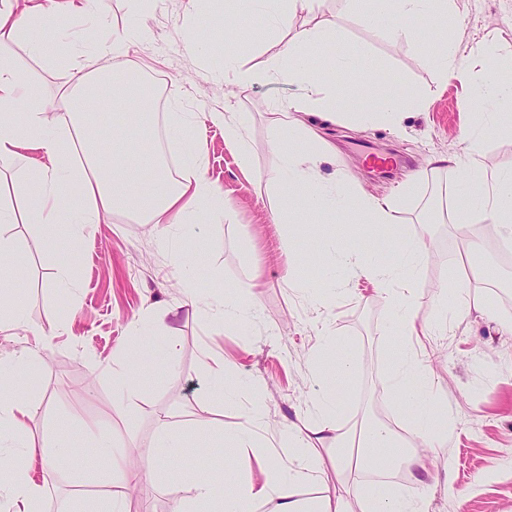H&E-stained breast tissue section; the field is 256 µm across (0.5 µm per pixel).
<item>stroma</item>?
Instances as JSON below:
<instances>
[{
  "label": "stroma",
  "instance_id": "1",
  "mask_svg": "<svg viewBox=\"0 0 512 512\" xmlns=\"http://www.w3.org/2000/svg\"><path fill=\"white\" fill-rule=\"evenodd\" d=\"M464 24L454 37L463 69L476 73L484 64L479 45L494 33L500 46L512 51V0H459ZM363 0H325L322 21L335 25L347 44L368 46L383 72L399 76L403 85L422 92L427 105L406 114L400 129L377 127L342 136L339 124L325 125L336 145L335 158L323 162L325 178L343 176L371 195L398 193L409 176L413 192L403 197L400 218L424 239L429 261L418 270L416 309L436 318L441 303L456 306L461 289L482 295L487 311L449 317L440 335L425 343L424 360L433 387L428 404L445 410L448 439L431 454L433 476L421 489L428 512H512V250L499 225L452 224L448 221L455 172L451 159H465L464 131L475 114L466 102L464 84L444 79L429 50L391 35L378 34L367 23ZM126 20L125 0H90L85 15L50 24L47 37L88 58L100 31ZM142 41L133 47V62L154 67V81L163 84L165 103L197 112L199 137L208 161L207 176L224 196L226 217L220 224H201L164 245L149 224L115 215L86 230L79 254H71L70 227L58 224H7L1 227L19 244L25 277L15 283L24 312L33 326L51 336L38 366L37 408L27 421V439L42 446L49 422L69 415L83 421H111L115 433L136 446L142 466L161 451L154 446L155 421L165 417L179 428L206 425L231 432L254 390H261L266 410L262 436L271 445L289 425L304 438L312 433L305 419L312 399L326 383L313 373L325 339L341 341L355 366L353 378L340 384L346 427L377 420L403 436L414 429V415L399 405L387 386L392 354L399 337L385 299L365 279L350 277L346 288H320V306H313L309 277L303 269L317 245L296 241L297 265H289L283 241L287 226L273 223L277 197L269 180L280 166L269 142L267 112L276 101L298 97V87L269 80L246 85L224 84L216 69L223 51H195L194 40L211 42L215 30L202 25L189 0H153L140 17ZM262 38L239 40L233 54L239 65L256 71L273 62L283 31H264ZM18 68L38 84L47 102L59 87L75 80L72 69L47 68L27 46L13 49ZM229 110L249 114L248 138L253 167L238 165L236 149L224 141L222 128L208 113ZM383 153L397 165L385 173L370 170L365 159ZM54 235L58 249L45 251L43 240ZM193 260L201 286H227L257 278L252 295L255 314L241 323H222L207 309L186 306L179 283L180 258ZM73 260L76 288L65 298L55 286L58 266ZM487 263L499 269L495 284L464 280V269ZM166 313L168 330L157 344L175 340L166 358L172 373L119 401L110 365L128 326L146 311ZM221 355L234 367L236 398H225L212 386L205 362ZM74 450L62 463L47 466L32 460V477L45 486L47 512H70L85 498L103 495L102 486L79 485L74 476L89 467L94 454L82 434L72 438ZM193 494L189 481L154 483L125 499V512H173Z\"/></svg>",
  "mask_w": 512,
  "mask_h": 512
}]
</instances>
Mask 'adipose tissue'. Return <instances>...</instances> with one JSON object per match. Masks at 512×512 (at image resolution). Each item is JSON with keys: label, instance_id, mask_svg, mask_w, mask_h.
<instances>
[{"label": "adipose tissue", "instance_id": "ef3b65f1", "mask_svg": "<svg viewBox=\"0 0 512 512\" xmlns=\"http://www.w3.org/2000/svg\"><path fill=\"white\" fill-rule=\"evenodd\" d=\"M131 22L113 30L99 45L100 56L110 66L98 67L78 62L66 55L59 43L44 39L40 31L52 18H68L83 9L82 0H25L22 11L0 8V166L23 168L32 187L23 205L0 204L2 224L68 223L74 228L70 242L79 247L87 225L102 224L121 214L140 224L161 226L164 238L180 229L198 224H219L224 220V198L206 175V155L196 135V113H171L168 135L182 147L178 175H171L157 155L142 157L151 174L147 187H140L127 166L139 142L152 139L154 130L145 118V105L119 96L122 88L140 86L147 66L130 61L128 47L138 41L142 30L137 22L149 0H127ZM366 18L379 33L402 35L431 49L437 67L447 78L458 77L461 67L456 48L448 37L463 20L457 0H365ZM322 0H212L211 10L233 9L243 16L260 15L267 27L288 31L274 61L271 76L288 84L299 83L302 94L288 103L275 105L269 114L271 147L280 155L282 167L272 178L279 196L273 213L277 224L301 225L313 234L319 219L337 225L336 240L319 246L313 259L324 269L352 268L372 282L385 295L393 324L402 336H429L432 327L420 320L415 309V277L426 251L419 238L403 226L396 197L377 199L358 194L343 178L325 180L321 163L334 155L335 148L311 125V118L333 120L343 117L349 123L367 127L399 126L404 113L423 109L425 100L416 90L393 89L364 46H348L336 28L318 21ZM308 22L296 26L297 16ZM336 45L335 54H325L327 45ZM28 46L45 63L72 64L77 79L62 87L58 96L59 124L48 129L44 120V99L40 89L22 77L14 64L12 49ZM481 53L488 64L469 80V101L478 120L465 134L468 159L455 164V191L448 221L476 224L487 221L500 225L512 237V168L485 165L481 145L488 133L512 130V52H502L494 39H486ZM112 84L117 94L98 98L97 90ZM94 104L122 114L112 127L87 122L85 106ZM79 193L77 205L62 212L59 199L64 190ZM366 225L376 246L375 256L359 255L357 225ZM396 259H381L388 249ZM166 313H151L131 325L127 341L112 363V384L119 395H135L142 387L138 376L154 371L165 359L149 341L152 327L163 326ZM30 330L35 338L33 351L0 359V452L6 453L5 477L0 493L21 512H44L45 488L28 474L33 447L24 443L26 420L34 410L31 387L37 383L39 351L50 338L30 328L21 312V302L12 292L0 290V330ZM431 384L423 364L407 345L395 350L389 390L401 405L419 410L414 440L403 439L384 424H370L359 431L346 429L338 395L324 391L307 411L310 428L327 450L336 454L337 469L356 464L376 472L403 462L416 477L427 476V449L444 447L448 424L437 408H423V393ZM264 421V405L254 400L237 431L221 430L198 441L196 450L245 448L251 456L263 459V479L241 478L238 459L227 461L220 476L205 472L193 474L194 493L181 502L176 512H260L267 502H275V512H345L341 499H304L302 486L316 482L318 460L308 453L309 445L295 429H288L280 445L292 465H283L270 454L257 436ZM94 448V464L83 479L103 485L107 497L103 507L86 504L80 512H124L127 491L156 482L181 479L174 460L186 446L183 434L167 420H158L155 444L166 451L149 469L132 467L130 447L120 442L111 424L87 427ZM364 512H426L419 493L390 490L386 493L365 489Z\"/></svg>", "mask_w": 512, "mask_h": 512}]
</instances>
